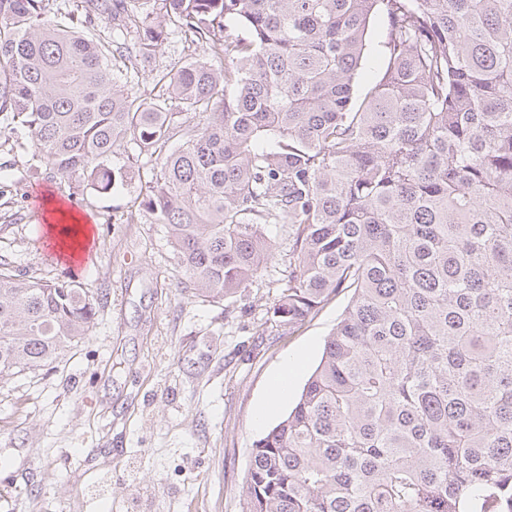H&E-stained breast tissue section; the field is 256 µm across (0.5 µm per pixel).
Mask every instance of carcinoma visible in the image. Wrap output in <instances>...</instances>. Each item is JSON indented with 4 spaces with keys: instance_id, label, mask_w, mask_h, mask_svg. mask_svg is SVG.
<instances>
[{
    "instance_id": "obj_1",
    "label": "carcinoma",
    "mask_w": 512,
    "mask_h": 512,
    "mask_svg": "<svg viewBox=\"0 0 512 512\" xmlns=\"http://www.w3.org/2000/svg\"><path fill=\"white\" fill-rule=\"evenodd\" d=\"M377 13L385 67L355 99ZM174 27L199 52L146 101L128 73ZM179 112L205 121L169 150ZM0 117L99 193L117 151L166 153L144 212L193 294H235L281 222L296 260L271 317L351 293L252 444L242 512H512V0H0ZM96 313L0 263V378L56 363Z\"/></svg>"
}]
</instances>
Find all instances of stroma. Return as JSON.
Returning <instances> with one entry per match:
<instances>
[{
	"label": "stroma",
	"mask_w": 512,
	"mask_h": 512,
	"mask_svg": "<svg viewBox=\"0 0 512 512\" xmlns=\"http://www.w3.org/2000/svg\"><path fill=\"white\" fill-rule=\"evenodd\" d=\"M160 157L128 163L123 188H68L27 135L0 138V256L28 276L67 279L44 249L35 203L51 193L90 221L78 280L102 297L93 332L56 368L0 381V512H240L255 413L282 363L296 399L350 300L302 327L269 310L293 268V227L270 224L265 266L230 298L195 297L164 225L140 204Z\"/></svg>",
	"instance_id": "stroma-1"
}]
</instances>
